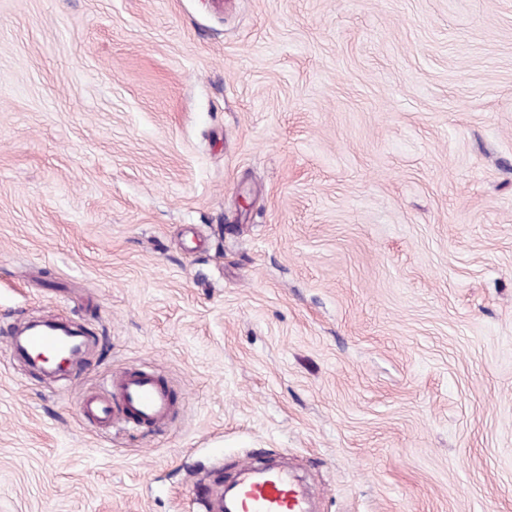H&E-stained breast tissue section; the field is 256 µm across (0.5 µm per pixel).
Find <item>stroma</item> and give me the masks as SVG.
I'll use <instances>...</instances> for the list:
<instances>
[{"label": "stroma", "mask_w": 512, "mask_h": 512, "mask_svg": "<svg viewBox=\"0 0 512 512\" xmlns=\"http://www.w3.org/2000/svg\"><path fill=\"white\" fill-rule=\"evenodd\" d=\"M128 364L164 432L76 417ZM215 448L512 512V0H0V512H202ZM65 345L64 336H61L57 332L50 330H43L35 333H31L26 336L25 346L28 350L39 352L35 356H32L29 352H25L29 361L32 364L48 363L49 360L46 355L41 353L48 352H59Z\"/></svg>", "instance_id": "1"}]
</instances>
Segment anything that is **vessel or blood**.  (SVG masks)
Here are the masks:
<instances>
[{"label": "vessel or blood", "mask_w": 512, "mask_h": 512, "mask_svg": "<svg viewBox=\"0 0 512 512\" xmlns=\"http://www.w3.org/2000/svg\"><path fill=\"white\" fill-rule=\"evenodd\" d=\"M65 339L43 330L28 335V350L60 351ZM177 397L154 369L130 367L112 374L107 393L83 394L77 403L81 420L102 426L116 421L166 427L175 413ZM309 495L291 473L283 469H243L225 500H207L204 512H309Z\"/></svg>", "instance_id": "obj_1"}]
</instances>
